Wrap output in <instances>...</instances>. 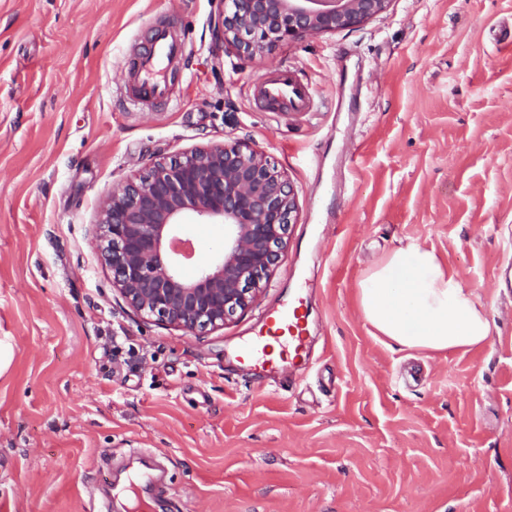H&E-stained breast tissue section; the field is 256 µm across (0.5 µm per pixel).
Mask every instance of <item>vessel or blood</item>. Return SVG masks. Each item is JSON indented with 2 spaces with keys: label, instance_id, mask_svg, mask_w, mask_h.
Returning a JSON list of instances; mask_svg holds the SVG:
<instances>
[{
  "label": "vessel or blood",
  "instance_id": "obj_1",
  "mask_svg": "<svg viewBox=\"0 0 512 512\" xmlns=\"http://www.w3.org/2000/svg\"><path fill=\"white\" fill-rule=\"evenodd\" d=\"M188 47L184 39L171 27L153 29L142 49L130 61L123 77L127 99L137 104L151 101L171 103L170 88L164 73L177 58L185 56ZM259 97L273 112L304 113L314 111L312 93L290 69L281 68L256 86ZM264 330L241 347L240 358L255 369H265L267 349L279 345L282 354L296 358L307 348V322L302 302H293L266 314Z\"/></svg>",
  "mask_w": 512,
  "mask_h": 512
}]
</instances>
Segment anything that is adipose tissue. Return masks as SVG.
I'll use <instances>...</instances> for the list:
<instances>
[{
  "mask_svg": "<svg viewBox=\"0 0 512 512\" xmlns=\"http://www.w3.org/2000/svg\"><path fill=\"white\" fill-rule=\"evenodd\" d=\"M363 318L400 348L437 353L484 344L490 323L475 294L411 242L388 255L359 284Z\"/></svg>",
  "mask_w": 512,
  "mask_h": 512,
  "instance_id": "adipose-tissue-1",
  "label": "adipose tissue"
}]
</instances>
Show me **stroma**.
Instances as JSON below:
<instances>
[{
    "label": "stroma",
    "instance_id": "1",
    "mask_svg": "<svg viewBox=\"0 0 512 512\" xmlns=\"http://www.w3.org/2000/svg\"><path fill=\"white\" fill-rule=\"evenodd\" d=\"M223 7L0 0V512H91L132 448L167 469L151 512H512V0H392L251 58L214 51ZM158 20L189 50L174 101L127 105L123 60ZM284 66L360 110L267 111L251 86ZM237 139L297 194L281 263L203 338L140 318L93 245L100 201L156 156ZM412 241L476 293L485 345L402 350L362 318L367 269ZM291 301L313 363L244 367Z\"/></svg>",
    "mask_w": 512,
    "mask_h": 512
}]
</instances>
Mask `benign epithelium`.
<instances>
[{
  "label": "benign epithelium",
  "mask_w": 512,
  "mask_h": 512,
  "mask_svg": "<svg viewBox=\"0 0 512 512\" xmlns=\"http://www.w3.org/2000/svg\"><path fill=\"white\" fill-rule=\"evenodd\" d=\"M392 0H224L214 20L216 46L251 58L277 42L363 25ZM297 197L285 173L253 143L196 146L156 157L113 190L98 212L96 247L125 304L193 336L245 312L288 246ZM218 224L223 233L194 277L188 227Z\"/></svg>",
  "instance_id": "obj_1"
}]
</instances>
